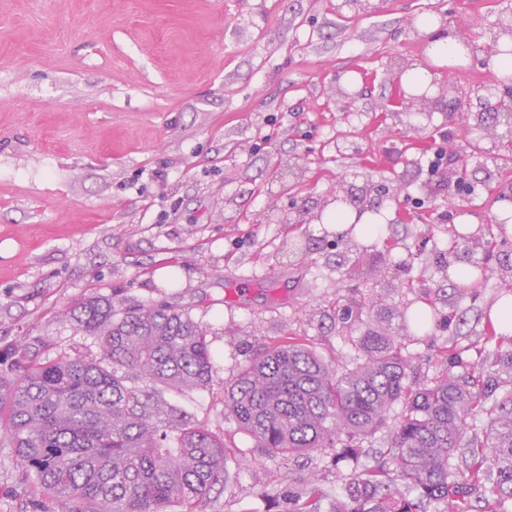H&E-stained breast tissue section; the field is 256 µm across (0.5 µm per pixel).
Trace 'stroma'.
Returning a JSON list of instances; mask_svg holds the SVG:
<instances>
[{
    "instance_id": "obj_1",
    "label": "stroma",
    "mask_w": 512,
    "mask_h": 512,
    "mask_svg": "<svg viewBox=\"0 0 512 512\" xmlns=\"http://www.w3.org/2000/svg\"><path fill=\"white\" fill-rule=\"evenodd\" d=\"M339 0H0V347L36 341L32 359L96 352L67 308L92 294L167 302L208 331V389L166 400L228 447L230 477L203 512H288L277 485L318 475L319 512L340 492L330 454L293 462L256 448L224 414V389L263 348L292 336L328 360L355 352L333 304L357 293L362 323L427 306L421 331L392 319L420 382L493 369L475 333L502 294L485 247L477 295L452 282L461 256L447 190L426 159L469 153L464 213L512 252L497 223L512 161L470 154L481 131L444 112L385 110L394 55L427 57L416 23L448 12L458 36L488 33L512 0H384L354 17ZM362 95L340 111L333 87ZM380 186L388 211L372 244L322 224H291L338 179ZM250 277L249 300L234 278ZM34 491L0 433V512H32Z\"/></svg>"
}]
</instances>
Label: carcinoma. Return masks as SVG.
Instances as JSON below:
<instances>
[{"label":"carcinoma","instance_id":"obj_1","mask_svg":"<svg viewBox=\"0 0 512 512\" xmlns=\"http://www.w3.org/2000/svg\"><path fill=\"white\" fill-rule=\"evenodd\" d=\"M69 320L94 339L95 357L33 363L27 343L0 349V430L20 466L67 512H196L229 479L224 438L163 390L210 386L206 328L165 302L127 306L110 294L79 300ZM351 341L356 357L344 366L296 337L266 348L227 388L224 414L267 455H333L342 493L331 512H417L386 465L347 467L399 403L389 455L418 499L461 512L512 498V391L497 397L471 373L418 383L382 321ZM292 512H318V490Z\"/></svg>","mask_w":512,"mask_h":512}]
</instances>
